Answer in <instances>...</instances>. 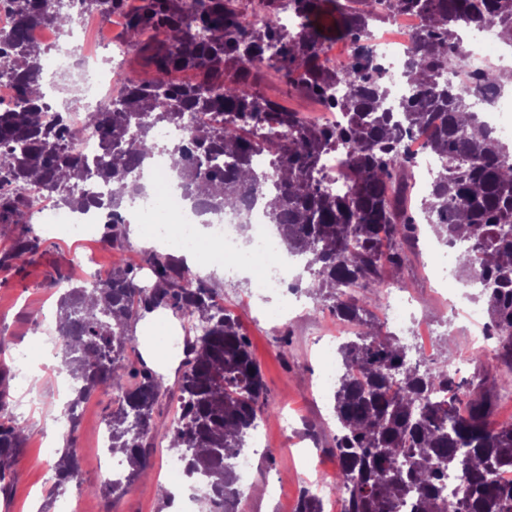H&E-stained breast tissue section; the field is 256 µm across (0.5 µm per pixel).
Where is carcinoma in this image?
<instances>
[{
  "label": "carcinoma",
  "instance_id": "cac0c4a2",
  "mask_svg": "<svg viewBox=\"0 0 512 512\" xmlns=\"http://www.w3.org/2000/svg\"><path fill=\"white\" fill-rule=\"evenodd\" d=\"M8 2L13 25L0 27V76L14 79L17 99L0 106V224L30 223L31 203L23 196L29 185L57 206L83 209L91 200L79 186L98 175L119 185L103 202V238L121 246L127 239L124 207L142 192V160L160 150L178 156L172 170L187 195L219 214L237 209L257 189L251 161L264 153L272 158L268 178L275 185L266 214L288 253L306 259L305 292L364 325L385 267H402L403 244L417 236V221L408 213L415 161L402 140L429 129L427 145L441 166L427 191L433 202L420 201L419 210L445 243L466 244L462 268L479 274L489 335L498 340L495 359L512 382V152L472 106V98L496 94L501 83L486 70L460 84L441 82L442 71L460 57V21L489 26L512 41V0H288L308 19L288 35L246 28L235 0H142L127 33L153 51V76L118 73L112 107L83 118L102 137L94 170L78 154L71 113L43 105L42 58L50 48L26 40L29 25L70 23L71 17L52 9V0ZM395 14H417L426 28L410 47L404 73L409 95L393 111L392 91L369 39L377 23ZM333 15L336 38L354 45L340 67L322 58L323 19ZM274 41L282 50L270 67L289 86L339 112L335 127L312 126L254 87L253 62ZM187 69L200 80L176 83L172 75ZM340 86L346 88L342 95L336 93ZM188 109L201 114L189 144L160 147L152 130L180 123ZM340 148L349 152V185L333 193L323 186L320 160ZM40 246L36 237L22 239L11 260L26 263ZM146 262L155 277L149 288L122 264L104 287L58 274L55 283L67 284L57 302L60 357L78 381L68 412L77 421L82 402L111 387L115 398L106 423L112 453L125 458L126 483L142 476L150 467L144 440L166 386L145 364L126 361L128 323L142 310L168 308L200 325L170 441L185 458L188 476L204 473L210 480L205 512H232L238 489L229 461L244 451L255 427L265 394L260 368L217 289L172 254L151 251ZM340 352L355 370L337 382L332 397L346 512H397L413 491L419 492L414 512H444L450 470L465 479L456 512H512V488L493 479L496 470L512 467V422L490 421L493 389L457 379L447 358L421 371L408 364L396 339L373 332L359 334ZM391 379L398 380L395 391L388 389ZM441 391L448 400L437 402L433 395ZM23 444L22 427L0 423L3 493ZM56 477L57 489L79 482L74 446L61 450Z\"/></svg>",
  "mask_w": 512,
  "mask_h": 512
}]
</instances>
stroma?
Instances as JSON below:
<instances>
[{
    "mask_svg": "<svg viewBox=\"0 0 512 512\" xmlns=\"http://www.w3.org/2000/svg\"><path fill=\"white\" fill-rule=\"evenodd\" d=\"M255 83L257 89L289 109L305 114L318 109L312 99L288 88L273 69L256 71ZM23 235L39 237L41 248L26 266L12 262L0 265V364L10 363L18 349L32 353L50 347L59 295L53 280L60 272L78 277L77 261L81 256L94 255L106 271L121 262L139 269L147 266L148 245L136 237H129L124 247L115 248L100 239L69 237L34 222L22 228L0 224V256L10 252ZM419 239L420 246L407 248V266L387 272L386 279L407 282L406 293L415 315L426 317L438 337L454 336L455 351L450 362L459 367L460 378L471 379L475 372L472 339L476 331L464 317L450 311L451 306L470 304L463 287L465 273L456 265L448 277H425L424 265L438 266L440 254L424 250V243L431 239L429 232H421ZM208 279L220 293L225 309L237 319L260 365L266 387L260 418L269 443L276 446L285 438L292 442L287 454L262 456L260 477L246 489V512H295L302 491L316 477L329 474L335 455L332 402L320 399L317 375L323 363L324 332L335 327L336 316L328 306H315L305 295L290 318L275 321L246 303L251 286L248 276L218 267L209 272ZM161 321L175 329L181 326L180 318L169 310L144 315L130 322L127 349L129 360H145L169 388L154 415L155 430L146 440L150 469L121 493L109 498L95 494V487L106 480L97 464V439L111 410V398L102 395L90 399L76 431L75 446L82 458L81 485L71 494L78 499V512H171L161 461L172 453L167 431L174 420L179 363L172 360L162 341L151 343L146 339ZM31 386V391H23L19 373L10 371L5 386L7 410L0 412V422L22 425L26 441L8 490L0 493V512H56L55 500L49 496L44 480L57 460L49 424L63 409V389L58 379L39 369L32 372ZM284 415L295 422L303 421L304 431L282 433L279 422ZM269 479L280 485L277 497H269L265 490Z\"/></svg>",
    "mask_w": 512,
    "mask_h": 512,
    "instance_id": "obj_1",
    "label": "stroma"
}]
</instances>
